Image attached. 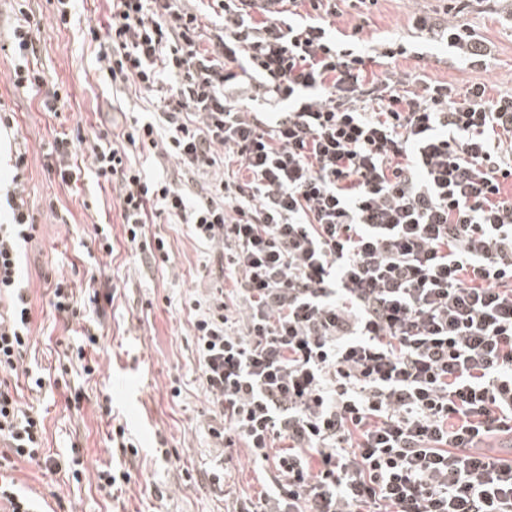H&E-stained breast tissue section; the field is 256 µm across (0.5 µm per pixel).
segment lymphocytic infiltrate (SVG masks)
<instances>
[{"mask_svg": "<svg viewBox=\"0 0 512 512\" xmlns=\"http://www.w3.org/2000/svg\"><path fill=\"white\" fill-rule=\"evenodd\" d=\"M101 41L113 92H159L154 115L117 140L59 132L48 175L68 186L88 145L92 172L116 192L126 239L147 242L150 211L184 220L215 249L233 288L199 295L191 333L212 409L214 447L244 443L269 470L234 512H512V460L477 452L512 433V95L454 93L418 76L378 78L390 43L362 51L336 29L338 0H111ZM222 23L207 30L205 13ZM0 52L43 111L69 102L38 63L43 29L28 0ZM416 28L470 65L487 46L453 21ZM154 150L207 174L197 201L131 158ZM0 224V464L54 472L43 416L17 378L32 346L19 272L40 226L17 152Z\"/></svg>", "mask_w": 512, "mask_h": 512, "instance_id": "lymphocytic-infiltrate-1", "label": "lymphocytic infiltrate"}]
</instances>
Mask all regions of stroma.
I'll return each mask as SVG.
<instances>
[{
    "instance_id": "35a3bbf8",
    "label": "stroma",
    "mask_w": 512,
    "mask_h": 512,
    "mask_svg": "<svg viewBox=\"0 0 512 512\" xmlns=\"http://www.w3.org/2000/svg\"><path fill=\"white\" fill-rule=\"evenodd\" d=\"M32 8L44 26L39 60L64 84L71 101L58 117L45 114L37 97L13 87V63L0 56V102L17 112L19 120L18 131L0 134V184L10 181L14 150L25 148L29 201L40 224L21 263L33 305L34 346L25 366H58L65 348L78 341L49 304L47 277L66 275L81 294L93 273L116 294L99 343L89 352L98 371L84 375L74 360L68 365L67 387L23 393L24 403L45 416L51 455L63 459L79 449L84 462L81 481L24 462L17 464L13 476L33 498L62 500L69 512H231L236 497H258L268 480L241 444L224 454L232 495L214 490L206 477L216 453L207 435L209 402L198 379L190 304L215 284L218 265L188 225L164 214L147 228L148 234L164 239L170 254L167 266L155 265L149 254L128 247L119 206L111 192L100 190L90 169H83L69 189L49 179L42 151L56 132L78 124L90 131H120L135 113L149 109L150 96L132 89L113 95L95 72L97 46L85 38L84 21L90 18L106 25L107 0H77L75 20L65 29L56 27L48 0H34ZM339 8L336 28L348 33L355 24H363L361 37L367 46L388 39L420 45V54L397 57L385 65V72L421 75L460 91L482 83L492 98L512 94V23L504 19L502 0H377L373 5L341 0ZM418 14L469 25L491 46V58L481 67L460 62L445 45L412 27L411 19ZM102 222L112 235L114 252L92 260L87 251L94 248V227ZM74 390L83 396L78 412L66 403ZM116 423L135 440L137 456L113 448L109 437ZM161 436L173 457L156 453ZM112 461L126 465L132 475L116 499L102 496L96 488L98 469Z\"/></svg>"
}]
</instances>
